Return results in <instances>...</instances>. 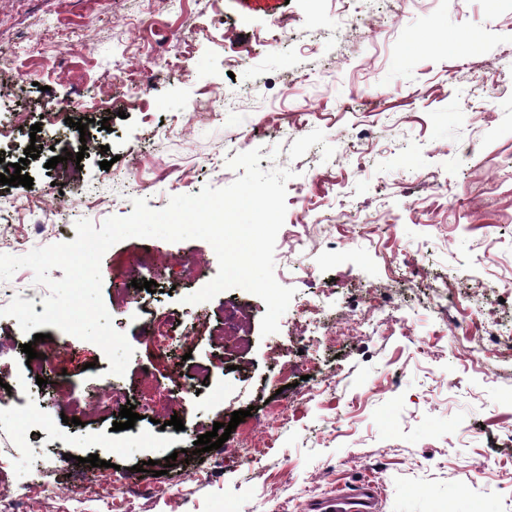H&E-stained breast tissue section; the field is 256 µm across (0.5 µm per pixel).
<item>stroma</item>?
Masks as SVG:
<instances>
[{"label": "stroma", "instance_id": "35a3bbf8", "mask_svg": "<svg viewBox=\"0 0 512 512\" xmlns=\"http://www.w3.org/2000/svg\"><path fill=\"white\" fill-rule=\"evenodd\" d=\"M71 118L87 119L89 146L61 190L46 164L76 152ZM33 141L32 187L0 184V253L73 241L77 221L127 216L136 198L160 210L228 186L240 175L228 159L259 146L279 150L261 169L296 173L285 221L303 225L304 245L276 242L275 278L295 295L266 337L250 292L185 303L218 271L208 242L132 237L105 252L104 304L139 300L134 279L160 287L151 326L112 316L133 348L114 387L139 415L121 431L118 411L91 405L110 368L95 343L52 326L37 342L0 316V337L54 366L38 385L18 353L0 387V483L29 512H303L363 478L382 512H512V353L475 370L480 330L451 334L442 312L447 300L488 308L512 333V0H0V155L18 162ZM145 252L156 265L138 266ZM308 300L318 324L299 316ZM232 306L249 313L242 343L199 337L192 357L209 379L179 410L183 430L154 424L191 314ZM368 312L363 336L351 325ZM333 326L350 332L324 341ZM305 357L335 386L276 429L263 478L234 449L217 467L196 452L233 412L247 434L311 388L292 369ZM77 402L82 424L63 423ZM170 455L167 474L142 471ZM116 464L147 497L113 496Z\"/></svg>", "mask_w": 512, "mask_h": 512}]
</instances>
